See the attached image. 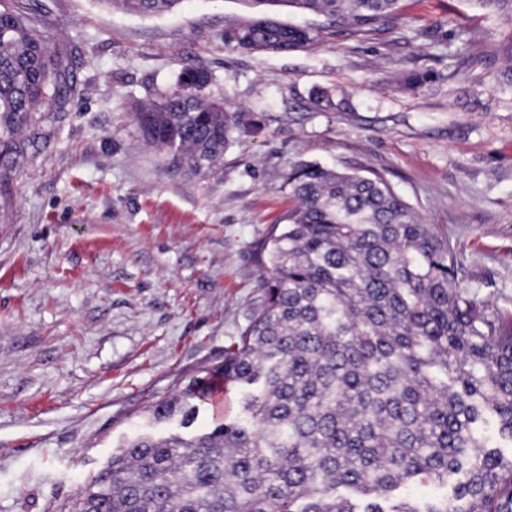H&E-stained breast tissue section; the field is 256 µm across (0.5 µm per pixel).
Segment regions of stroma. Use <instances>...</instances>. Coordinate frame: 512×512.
<instances>
[{
    "mask_svg": "<svg viewBox=\"0 0 512 512\" xmlns=\"http://www.w3.org/2000/svg\"><path fill=\"white\" fill-rule=\"evenodd\" d=\"M400 5L401 28L357 36L280 8L320 35L266 54L224 46L243 0L160 16L0 0L73 77L0 165V512H60L152 404L223 358L261 301L257 247L291 205L296 163L381 173L448 235L469 290L512 307V18L473 0ZM191 67L240 118L219 167L194 178L130 109ZM416 72L429 80L406 88Z\"/></svg>",
    "mask_w": 512,
    "mask_h": 512,
    "instance_id": "35a3bbf8",
    "label": "stroma"
}]
</instances>
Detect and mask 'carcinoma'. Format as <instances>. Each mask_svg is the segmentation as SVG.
<instances>
[{
	"label": "carcinoma",
	"mask_w": 512,
	"mask_h": 512,
	"mask_svg": "<svg viewBox=\"0 0 512 512\" xmlns=\"http://www.w3.org/2000/svg\"><path fill=\"white\" fill-rule=\"evenodd\" d=\"M153 16L182 0H100ZM224 47L288 54L318 31L287 6L360 35L398 22L399 0H245ZM67 66L33 17L0 11V162L34 113L67 96ZM200 68L143 105L138 128L188 178L211 173L236 125L203 97ZM293 205L258 253L263 302L179 394L148 410L61 512H512V310L477 298L454 247L374 171L294 165ZM241 391L240 416L194 424L215 386ZM430 484L420 501L407 491Z\"/></svg>",
	"instance_id": "obj_1"
}]
</instances>
